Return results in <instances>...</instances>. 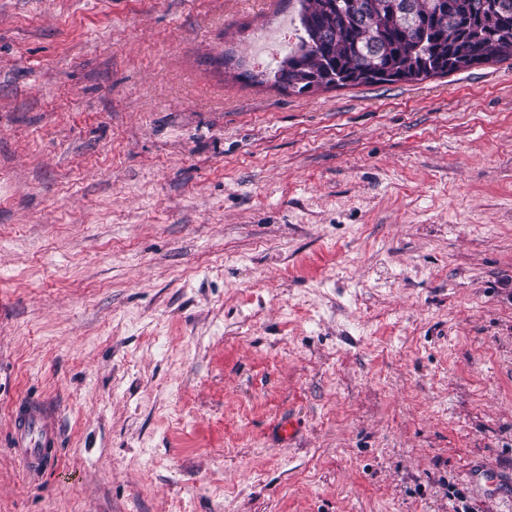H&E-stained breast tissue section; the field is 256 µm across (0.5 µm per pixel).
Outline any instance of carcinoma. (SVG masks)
<instances>
[{"instance_id":"1","label":"carcinoma","mask_w":512,"mask_h":512,"mask_svg":"<svg viewBox=\"0 0 512 512\" xmlns=\"http://www.w3.org/2000/svg\"><path fill=\"white\" fill-rule=\"evenodd\" d=\"M296 49L266 73L306 94L396 83L512 58V0H297Z\"/></svg>"}]
</instances>
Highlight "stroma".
<instances>
[{"label": "stroma", "instance_id": "35a3bbf8", "mask_svg": "<svg viewBox=\"0 0 512 512\" xmlns=\"http://www.w3.org/2000/svg\"><path fill=\"white\" fill-rule=\"evenodd\" d=\"M294 18L0 0V512H512V59L225 66ZM60 415L36 399H22L12 411V448L32 476L57 462Z\"/></svg>", "mask_w": 512, "mask_h": 512}]
</instances>
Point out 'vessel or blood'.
<instances>
[{
    "label": "vessel or blood",
    "mask_w": 512,
    "mask_h": 512,
    "mask_svg": "<svg viewBox=\"0 0 512 512\" xmlns=\"http://www.w3.org/2000/svg\"><path fill=\"white\" fill-rule=\"evenodd\" d=\"M60 415L36 399L20 400L12 411V446L30 475L38 476L57 461Z\"/></svg>",
    "instance_id": "1"
}]
</instances>
